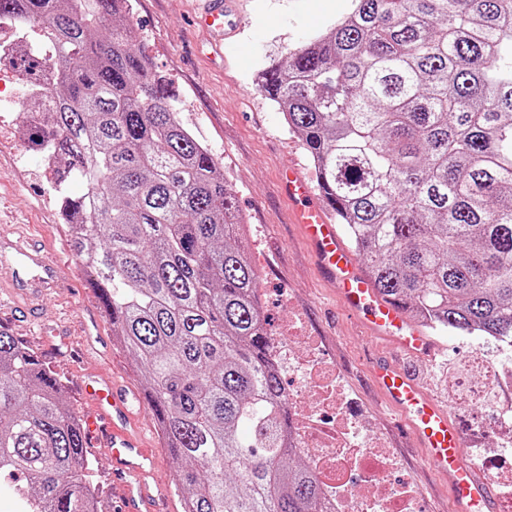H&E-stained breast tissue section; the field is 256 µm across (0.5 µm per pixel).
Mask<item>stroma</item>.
<instances>
[{"mask_svg":"<svg viewBox=\"0 0 512 512\" xmlns=\"http://www.w3.org/2000/svg\"><path fill=\"white\" fill-rule=\"evenodd\" d=\"M349 7L350 0H237L233 28L218 55L211 51L209 31L194 18L195 0H130L128 17L139 45L169 82L180 120L217 159L235 190L239 213L258 229V237H244L240 244L253 254L270 334L282 335L289 319L299 317L343 376L367 424L390 447L396 464L389 481L409 485L420 512H448L446 480L421 461L412 434L394 429L393 414L365 366L396 357L432 397L447 404L460 428L477 420L490 425L493 411L478 414L448 397V377L468 357L473 339L442 331L434 336L440 349L436 359L398 356L388 344L368 338L361 321L343 311L279 192L282 166L297 164L310 179L315 171L281 112L254 84L259 69L333 24ZM22 133L20 113L0 114V234L24 237L60 262L62 283L45 289L36 321L6 310L0 312V328L42 359L59 379L70 409L82 418L90 407L81 380L106 377L139 393L145 378L113 340L112 326L69 246L52 180L43 173L39 154L16 144Z\"/></svg>","mask_w":512,"mask_h":512,"instance_id":"obj_1","label":"stroma"}]
</instances>
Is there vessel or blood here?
Segmentation results:
<instances>
[{
  "instance_id": "1",
  "label": "vessel or blood",
  "mask_w": 512,
  "mask_h": 512,
  "mask_svg": "<svg viewBox=\"0 0 512 512\" xmlns=\"http://www.w3.org/2000/svg\"><path fill=\"white\" fill-rule=\"evenodd\" d=\"M204 4L201 23L213 36L223 37L233 13L231 0H204ZM279 182L295 223L335 285L342 306L365 323L371 336L407 354L434 357L436 348L424 331L402 308L372 288L358 259L343 243L338 225L331 221L324 194L315 191L293 167L282 170ZM8 246L20 260L7 265L0 286L7 288L13 300L23 301L22 311L28 314L38 298L37 292L28 288L29 267L40 268V280L48 284L60 282L59 266L23 240L9 241ZM370 374L385 402L416 434L426 463L447 478L451 512H494L489 485L469 460L465 436L451 423L447 407L429 396L422 384L394 361L375 363ZM81 389L93 404L85 419L87 444L104 448L112 457L113 512H164V491H151L148 484L155 465L153 454L127 428L132 407L127 394L106 379H85Z\"/></svg>"
}]
</instances>
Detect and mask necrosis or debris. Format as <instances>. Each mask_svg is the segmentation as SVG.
Instances as JSON below:
<instances>
[{
  "instance_id": "4bbe7bcc",
  "label": "necrosis or debris",
  "mask_w": 512,
  "mask_h": 512,
  "mask_svg": "<svg viewBox=\"0 0 512 512\" xmlns=\"http://www.w3.org/2000/svg\"><path fill=\"white\" fill-rule=\"evenodd\" d=\"M490 340L477 339L474 366L453 376L449 388L472 406L481 408L491 399L501 402L496 420L499 453L487 454L486 466L499 481L512 483V464L502 451L512 446V367L485 362ZM271 356L281 371L295 381L288 395L293 413L291 444L314 468L322 488L326 512H419L409 486L389 487L393 468L381 435H363V419L345 392L339 371L326 367L312 337L296 322H289L287 336L272 339ZM316 403H309L308 392ZM357 475L374 490L355 497L346 489V479Z\"/></svg>"
}]
</instances>
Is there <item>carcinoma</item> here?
<instances>
[{
  "instance_id": "cac0c4a2",
  "label": "carcinoma",
  "mask_w": 512,
  "mask_h": 512,
  "mask_svg": "<svg viewBox=\"0 0 512 512\" xmlns=\"http://www.w3.org/2000/svg\"><path fill=\"white\" fill-rule=\"evenodd\" d=\"M128 0H0L38 24L10 65L56 161L72 251L176 465L182 512H324L240 246L234 192L136 47ZM378 293L431 329L512 344V0H351L260 70ZM77 180L85 192L74 197ZM80 420L0 330V475L16 512H94Z\"/></svg>"
}]
</instances>
